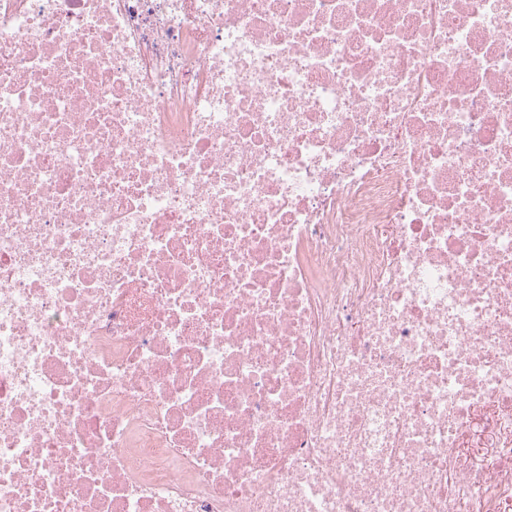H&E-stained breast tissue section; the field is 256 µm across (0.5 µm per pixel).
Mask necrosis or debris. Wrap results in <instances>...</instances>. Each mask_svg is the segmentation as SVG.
Returning a JSON list of instances; mask_svg holds the SVG:
<instances>
[{"label":"necrosis or debris","mask_w":512,"mask_h":512,"mask_svg":"<svg viewBox=\"0 0 512 512\" xmlns=\"http://www.w3.org/2000/svg\"><path fill=\"white\" fill-rule=\"evenodd\" d=\"M0 512H512V0H0Z\"/></svg>","instance_id":"necrosis-or-debris-1"}]
</instances>
